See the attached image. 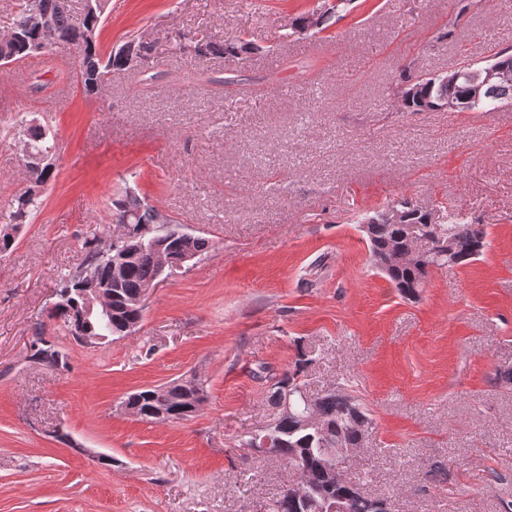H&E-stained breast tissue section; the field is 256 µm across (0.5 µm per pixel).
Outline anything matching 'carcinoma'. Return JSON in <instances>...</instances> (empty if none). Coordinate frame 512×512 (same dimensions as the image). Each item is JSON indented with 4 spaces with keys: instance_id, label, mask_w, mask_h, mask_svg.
Instances as JSON below:
<instances>
[{
    "instance_id": "1",
    "label": "carcinoma",
    "mask_w": 512,
    "mask_h": 512,
    "mask_svg": "<svg viewBox=\"0 0 512 512\" xmlns=\"http://www.w3.org/2000/svg\"><path fill=\"white\" fill-rule=\"evenodd\" d=\"M109 0H92L91 8L77 15L70 8L63 7L62 0H18L17 10L5 21L6 36L0 37V46H5L14 60L21 62L35 53L42 45L41 20L45 17L53 22L54 42H66L79 48L77 77L87 96H93L100 86L108 82L112 72L136 70L143 75V84L148 87L156 75L151 69L136 62L138 50L143 41L132 40L135 51L119 49L103 55L98 48V31ZM346 0H336L330 7L318 5L296 15L291 23L292 33H303L308 17H319L315 32L325 29L328 13L340 10ZM171 49L182 52L186 49L200 58L208 56H241L245 50L254 55L260 52L250 40L238 37L232 41H217L202 32L185 34L174 41ZM491 63L503 71V78L475 87L468 79V73L476 66L464 63L459 66L463 76L450 79L446 76H425L416 73L412 66L403 67L401 83L397 89V101L404 112H438L450 102L457 104L462 112H494L503 103L512 100V49L506 47L497 52ZM24 144L32 152H48L55 144L48 140L45 126L26 123L19 128ZM31 188L14 198L10 214L12 228L25 223L26 219L41 209V196L32 187L47 183L53 174L48 168H30ZM111 222L128 224L127 240L119 253L120 275L112 272V260L100 258L112 245L92 248L84 261L85 268L60 278L58 289L64 293L63 306L54 308L49 319L59 322V327L72 337L81 340L83 331L101 337V343H110L113 337L124 333L127 325L137 326L142 314L130 309L132 299L141 288L153 282L158 273L156 249L138 237L137 229L142 224H155L160 213L141 201L134 193L127 192L112 200ZM360 223L369 225L366 240L371 257L393 260V265L383 269L393 288L403 296H413L426 282L430 270L442 265H465L481 256L488 244V230L484 224H467L458 211L448 212V223L434 222L433 213L402 201L386 205L374 214L364 216ZM420 226V234L429 245L422 261L405 262L401 257L411 244L408 240V225ZM164 250L173 255L190 251L201 255L209 248V241L193 236L184 239L176 234L174 220H169L161 231ZM91 269L95 284L109 292L112 316L106 322L94 318L80 319L84 306L81 288L87 281L85 269ZM29 359L56 370L67 367V354L58 344L44 336V328H39L29 343ZM313 359L299 346L292 365L280 374L279 385L271 389L270 400L279 404L280 388H294L306 384L308 370ZM204 400L203 383L193 378L171 382L165 386L142 388L126 397V402L134 408L139 420L147 423L171 424L192 417L189 409L193 402ZM165 415L158 417V412ZM320 422L318 427L305 423L306 407L297 403L286 413H280L278 424L269 432L272 455L280 457L294 468L303 472L311 484L312 495L320 499V493L327 490V465L331 450L341 446L354 448L369 440L373 432V421L356 403L354 397L343 389L329 390L317 397L312 406ZM333 493L346 499L347 512H370L368 502H383L380 497H368L348 484L333 488ZM274 512H318L312 500L296 501L291 489H285L275 502Z\"/></svg>"
}]
</instances>
